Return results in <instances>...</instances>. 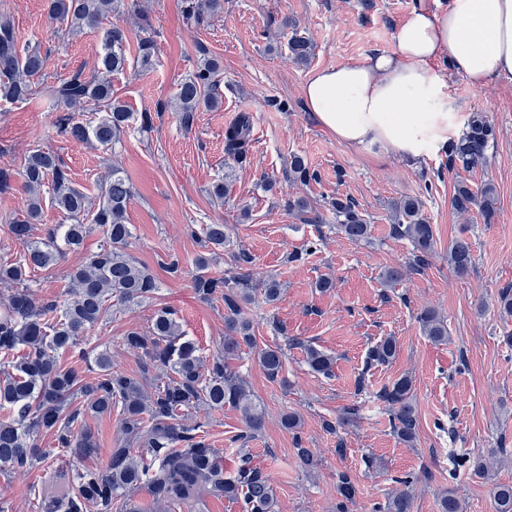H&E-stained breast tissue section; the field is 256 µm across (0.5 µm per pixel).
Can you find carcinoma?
<instances>
[{
  "instance_id": "cac0c4a2",
  "label": "carcinoma",
  "mask_w": 512,
  "mask_h": 512,
  "mask_svg": "<svg viewBox=\"0 0 512 512\" xmlns=\"http://www.w3.org/2000/svg\"><path fill=\"white\" fill-rule=\"evenodd\" d=\"M123 0H48V16L68 32L77 34L95 28L119 12ZM224 12V0H183L188 22L200 26ZM126 32L117 24L101 31L96 65L57 81L46 89L58 113L53 123L57 137L77 145H100L115 149L134 113L112 88V75L122 73L130 61L125 53ZM153 37L138 42L137 64L153 65ZM288 49L295 62L306 64L313 52L311 39L295 34ZM45 68V57L30 45L22 46L13 26L0 23V102L23 103L37 94L33 77ZM219 65L206 60L176 92L181 123L189 128L200 107L221 104L216 76ZM89 110V119L80 113ZM250 117L243 113L224 132V153L236 163L247 159ZM494 129L480 113L472 115L466 131L450 144L448 167L468 171L486 158ZM21 177L27 193L25 216L12 221L9 230L23 250L0 263V283L11 285L0 303V471L26 474L57 457L68 458L67 466L54 470L52 481L39 496L38 512H200L206 497L242 501L243 512H276L277 500L269 476L252 465L250 454L240 457L232 473L224 472L219 449L207 441L204 423L188 418L196 409L219 410L229 405L241 414L244 430L237 440L246 441L264 427L265 416L246 380L229 361L248 349L256 351L266 376L277 380L287 359L281 344L256 348L253 322L245 313L256 293L268 302L279 299L280 283L274 278L257 280L248 272L252 258L245 251L235 257L238 272L210 273L212 261L224 250V224L202 228V253L193 275L196 293L207 301L224 303L223 345L207 358L181 330L177 312L162 307L145 329L133 328L123 337V346L141 358L139 375L133 376L114 364L109 353L93 354L86 333L113 311H124L154 298L159 286L150 271L127 252L132 238L127 210L134 189L118 166L100 188L98 203L75 186L68 167L54 151L39 145L24 157ZM288 177L306 184L317 173L302 158H292ZM50 206L66 220L43 224L42 235L33 238V225L42 224L44 207ZM336 229L351 241L368 238L369 224L350 199L328 202ZM451 207L466 215L478 209L486 221L496 212L493 188L473 190L468 182H456ZM394 234L413 246L411 267L428 265L434 245V228L423 217L416 197H405L392 205ZM103 233L99 248L87 253L72 267L65 290L42 301L30 290L31 274L56 265L68 251L80 247L90 225ZM448 262L463 275L472 264L471 245L459 237ZM425 335L435 343L448 342V326L438 313L427 308L418 316ZM69 352L82 361L94 360L96 377L66 366L60 355ZM305 362L317 374H332L333 357L312 346H304ZM397 355L396 341L387 337L368 353L371 364H388ZM380 398L388 403L393 431L404 441L415 438L417 412L412 381L402 376L384 389ZM118 416L120 442L111 449L106 466L89 469L84 460L98 453L94 432L85 418ZM49 434L54 447L42 448L38 437ZM496 456L495 450L462 458L471 475L485 479ZM413 474L398 480L401 489L386 501L385 512H412ZM145 487L151 504L142 505L136 492ZM494 512H512V484L492 488ZM356 487L348 475L339 476L336 512H350Z\"/></svg>"
}]
</instances>
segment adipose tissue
<instances>
[{
  "mask_svg": "<svg viewBox=\"0 0 512 512\" xmlns=\"http://www.w3.org/2000/svg\"><path fill=\"white\" fill-rule=\"evenodd\" d=\"M393 42L363 61L314 71L306 103L351 148L410 160L447 152L468 119L449 111L437 65L450 60L475 88L512 82V0H419Z\"/></svg>",
  "mask_w": 512,
  "mask_h": 512,
  "instance_id": "ef3b65f1",
  "label": "adipose tissue"
}]
</instances>
